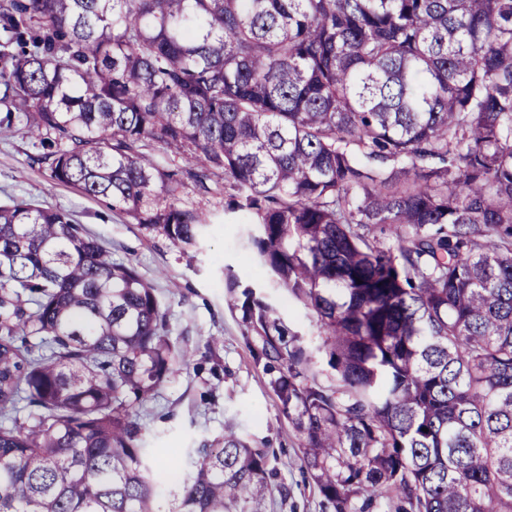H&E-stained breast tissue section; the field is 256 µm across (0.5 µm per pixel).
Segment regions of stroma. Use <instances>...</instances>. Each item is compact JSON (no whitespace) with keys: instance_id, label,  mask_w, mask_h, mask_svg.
Listing matches in <instances>:
<instances>
[{"instance_id":"stroma-1","label":"stroma","mask_w":512,"mask_h":512,"mask_svg":"<svg viewBox=\"0 0 512 512\" xmlns=\"http://www.w3.org/2000/svg\"><path fill=\"white\" fill-rule=\"evenodd\" d=\"M37 153L24 131L0 134V202L18 198L68 213L111 248L113 259L132 264L154 286L168 309L171 339L192 354L139 412L148 443L157 450L153 469L167 465L165 449L187 451L232 431L269 456L268 512H326L304 468L299 435L257 358L260 338L246 328L240 310L227 305L226 270L249 271V285L308 343L317 344L319 327L315 315L260 263L250 240L253 215L227 209L230 184L215 178L204 196L193 185L179 187V205L208 217L199 243L179 246L136 224L111 200L54 183L49 169L35 163Z\"/></svg>"}]
</instances>
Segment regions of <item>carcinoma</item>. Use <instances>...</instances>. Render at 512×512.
<instances>
[{"label":"carcinoma","instance_id":"cac0c4a2","mask_svg":"<svg viewBox=\"0 0 512 512\" xmlns=\"http://www.w3.org/2000/svg\"><path fill=\"white\" fill-rule=\"evenodd\" d=\"M0 109L176 245L207 216L143 147L231 183L320 324L326 371L242 292L331 512H512V0H0ZM190 358L131 264L1 204L0 512H267L235 433L151 471L139 406Z\"/></svg>","mask_w":512,"mask_h":512}]
</instances>
